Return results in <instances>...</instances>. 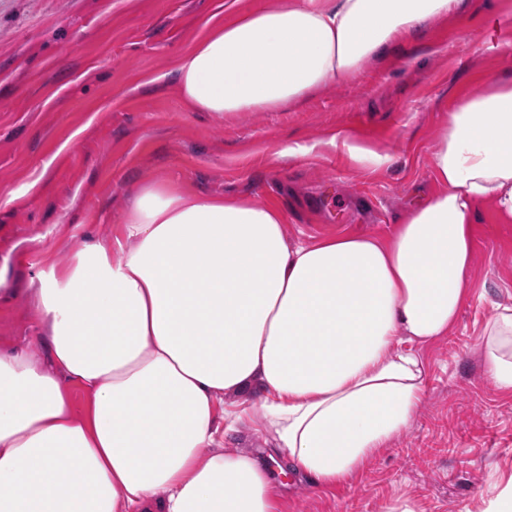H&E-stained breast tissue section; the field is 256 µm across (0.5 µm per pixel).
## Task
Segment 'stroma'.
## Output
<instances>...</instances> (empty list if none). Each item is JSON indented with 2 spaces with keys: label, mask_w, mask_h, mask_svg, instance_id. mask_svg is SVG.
Listing matches in <instances>:
<instances>
[{
  "label": "stroma",
  "mask_w": 512,
  "mask_h": 512,
  "mask_svg": "<svg viewBox=\"0 0 512 512\" xmlns=\"http://www.w3.org/2000/svg\"><path fill=\"white\" fill-rule=\"evenodd\" d=\"M274 0H0V347L38 348L31 290L74 248L115 246L134 196L159 181L190 197L281 208L289 242L384 238L438 189L433 154L458 100L512 78V18L492 0L389 45L351 81L278 112H195L172 72L210 25ZM471 292L447 336L421 346L424 398L345 485L276 475L279 512H482L512 477V394L481 363L480 334L512 305V223L483 213Z\"/></svg>",
  "instance_id": "stroma-1"
}]
</instances>
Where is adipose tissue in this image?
Wrapping results in <instances>:
<instances>
[{"mask_svg": "<svg viewBox=\"0 0 512 512\" xmlns=\"http://www.w3.org/2000/svg\"><path fill=\"white\" fill-rule=\"evenodd\" d=\"M460 3L277 0L211 27L173 79L198 112H276ZM433 166L439 192L387 241L290 245L278 207L143 188L123 242L39 275L48 364L0 352V512H277V463L321 492L348 482L421 404L413 347L455 324L483 207L512 222L511 79L449 112ZM481 351L511 394L512 306ZM250 421L277 463L220 448Z\"/></svg>", "mask_w": 512, "mask_h": 512, "instance_id": "adipose-tissue-1", "label": "adipose tissue"}]
</instances>
